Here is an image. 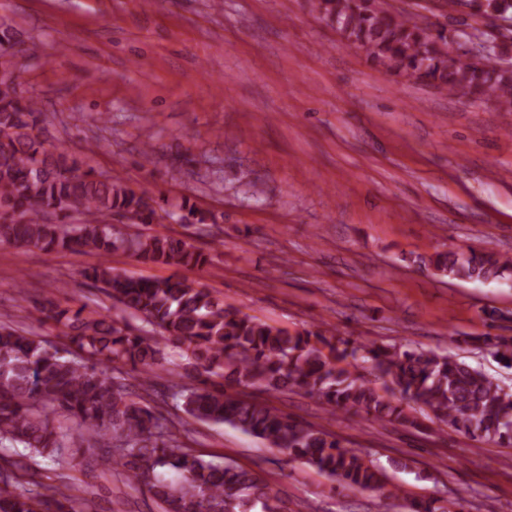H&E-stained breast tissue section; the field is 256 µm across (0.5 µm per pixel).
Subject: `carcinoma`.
<instances>
[{
    "label": "carcinoma",
    "instance_id": "1",
    "mask_svg": "<svg viewBox=\"0 0 512 512\" xmlns=\"http://www.w3.org/2000/svg\"><path fill=\"white\" fill-rule=\"evenodd\" d=\"M475 13L512 23V0H465ZM320 18L390 72L431 77L442 90L470 96L512 94V66L480 63L454 53L445 30L396 15L379 0H315ZM25 52L13 28L0 25V56ZM38 102L0 89V244L65 249L103 261L86 275L100 285L123 319L107 312L50 303L40 320L88 359L77 360L31 330L0 322V444L28 449L51 462L81 448L74 467L100 465L146 490L160 512H288V501L257 473L215 464L174 444L167 419L143 404L151 395L165 347L186 353L197 376L170 389L189 416L224 424L262 439L315 468L341 486L376 490L385 474L339 435L304 426L268 403L239 398L224 383L268 392L302 390L334 412L420 429L436 419L473 438L512 447V389L481 369L431 349L357 343L322 330L289 331L227 305L209 289L174 273L166 278L127 276L104 258L124 248L144 262L201 269L207 255L168 233L118 238L112 217L152 224L164 211L149 192L105 177L76 156L45 147ZM185 224L208 216L185 201ZM77 213L83 220L69 224ZM419 266L454 279H512V257L495 252L445 251L419 258ZM138 320V327L131 320ZM475 342L512 364V336L486 333ZM368 365L376 380L361 369ZM144 394L129 390L121 368ZM16 459H0V512H73V486L34 483L17 493L24 477Z\"/></svg>",
    "mask_w": 512,
    "mask_h": 512
}]
</instances>
